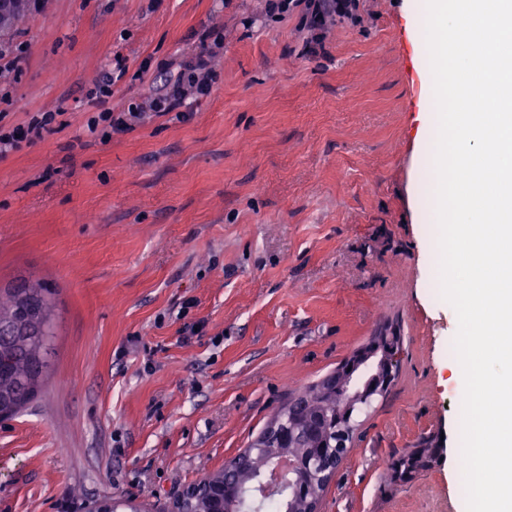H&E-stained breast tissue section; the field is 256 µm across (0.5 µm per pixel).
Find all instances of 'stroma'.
<instances>
[{
    "mask_svg": "<svg viewBox=\"0 0 512 512\" xmlns=\"http://www.w3.org/2000/svg\"><path fill=\"white\" fill-rule=\"evenodd\" d=\"M266 0H40L11 46L0 125L56 113L0 155V288L54 289L50 368L0 421V512H91L114 496L174 512L289 399L383 324L403 338L389 393L322 512H467L454 309L437 296L423 184L433 94L417 0H356L324 51ZM224 27L209 95L104 141L108 103L143 102ZM448 455L390 464L437 430Z\"/></svg>",
    "mask_w": 512,
    "mask_h": 512,
    "instance_id": "obj_1",
    "label": "stroma"
}]
</instances>
